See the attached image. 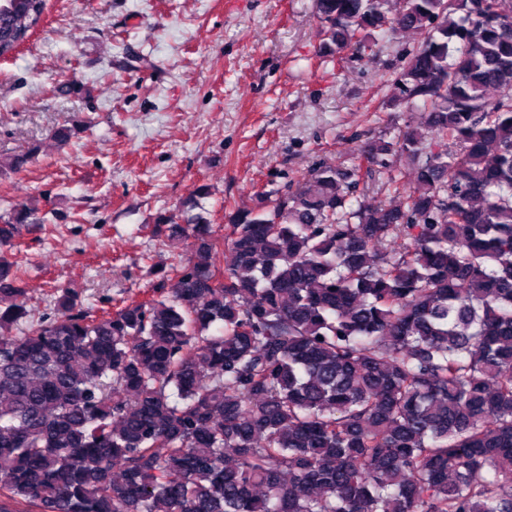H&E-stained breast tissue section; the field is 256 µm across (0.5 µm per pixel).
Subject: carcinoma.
I'll list each match as a JSON object with an SVG mask.
<instances>
[{
  "mask_svg": "<svg viewBox=\"0 0 512 512\" xmlns=\"http://www.w3.org/2000/svg\"><path fill=\"white\" fill-rule=\"evenodd\" d=\"M386 4L315 0L320 51L420 32L387 103L427 129L315 165L222 239L159 216L190 255L146 297L56 288L13 334L31 214L0 220V512H512V0ZM47 10L0 0V59ZM377 174L404 204L358 200Z\"/></svg>",
  "mask_w": 512,
  "mask_h": 512,
  "instance_id": "cac0c4a2",
  "label": "carcinoma"
}]
</instances>
